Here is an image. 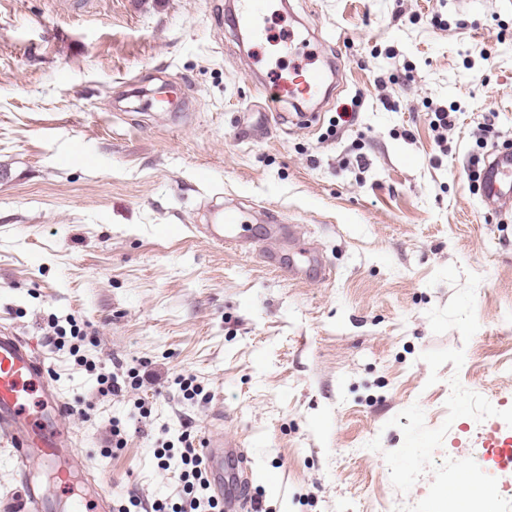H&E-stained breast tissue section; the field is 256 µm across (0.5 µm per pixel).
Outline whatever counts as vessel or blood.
Here are the masks:
<instances>
[{
    "label": "vessel or blood",
    "mask_w": 512,
    "mask_h": 512,
    "mask_svg": "<svg viewBox=\"0 0 512 512\" xmlns=\"http://www.w3.org/2000/svg\"><path fill=\"white\" fill-rule=\"evenodd\" d=\"M233 28L237 34L261 40L268 19V0H235ZM329 74L317 66L271 69L261 90L269 105L306 102L318 96ZM485 203L503 211L512 203V149L492 152L484 162ZM212 242L246 248L255 227L246 211L221 208L213 223L204 225ZM67 406L54 383L42 352L27 338L0 332V437L11 448L18 470L16 492L0 506L5 512H113L111 489L92 473V463L78 447L65 423ZM487 444L496 450L495 465L512 470V435L491 430ZM208 478L225 512H250L244 495L251 483L243 444L236 439L208 438L203 443Z\"/></svg>",
    "instance_id": "vessel-or-blood-1"
}]
</instances>
